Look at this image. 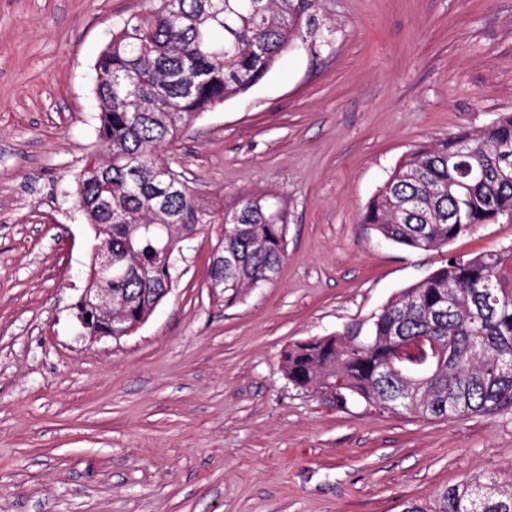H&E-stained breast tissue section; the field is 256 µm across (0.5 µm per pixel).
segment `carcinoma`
Segmentation results:
<instances>
[{
  "label": "carcinoma",
  "instance_id": "cac0c4a2",
  "mask_svg": "<svg viewBox=\"0 0 512 512\" xmlns=\"http://www.w3.org/2000/svg\"><path fill=\"white\" fill-rule=\"evenodd\" d=\"M313 0H158L125 19L95 64L98 137L70 191L95 245L122 270L91 288L120 303L112 335L149 318L167 295V258L212 224L224 265L209 268L218 302L239 303L273 280L287 252L288 214L269 192L219 205L196 193L164 151L201 114L250 89L295 40L316 31ZM479 177H472V172ZM512 214V113L410 152L369 201L363 221L387 241L431 251ZM425 341L418 356L405 345ZM512 252L454 260L364 322L282 353L287 380L335 390L381 412L448 420L512 403ZM402 512H512V479L483 475Z\"/></svg>",
  "mask_w": 512,
  "mask_h": 512
}]
</instances>
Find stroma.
I'll list each match as a JSON object with an SVG mask.
<instances>
[{
  "label": "stroma",
  "instance_id": "stroma-1",
  "mask_svg": "<svg viewBox=\"0 0 512 512\" xmlns=\"http://www.w3.org/2000/svg\"><path fill=\"white\" fill-rule=\"evenodd\" d=\"M153 0H0V512H400L482 473L512 478V404L450 420L292 386L288 346L377 312L445 266L512 249V217L413 251L363 221L414 148L512 112V0H314L248 92L168 156L220 200L288 211L277 278L207 288L214 230L148 320L89 342L73 305L94 233L67 191L101 152L95 63Z\"/></svg>",
  "mask_w": 512,
  "mask_h": 512
}]
</instances>
